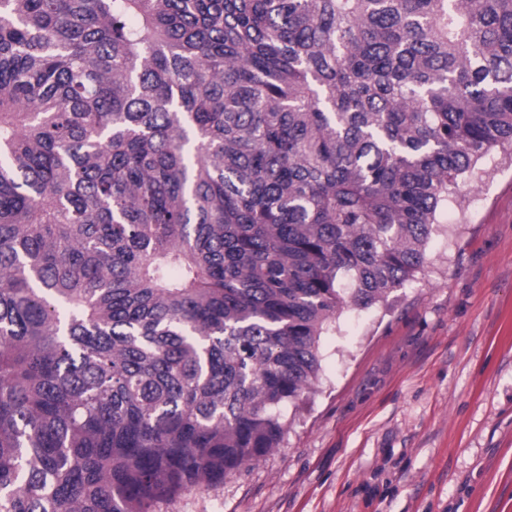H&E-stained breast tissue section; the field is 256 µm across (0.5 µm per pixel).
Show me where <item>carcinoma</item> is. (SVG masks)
Returning a JSON list of instances; mask_svg holds the SVG:
<instances>
[{
  "instance_id": "cac0c4a2",
  "label": "carcinoma",
  "mask_w": 512,
  "mask_h": 512,
  "mask_svg": "<svg viewBox=\"0 0 512 512\" xmlns=\"http://www.w3.org/2000/svg\"><path fill=\"white\" fill-rule=\"evenodd\" d=\"M496 150L512 0H0V512L279 447Z\"/></svg>"
}]
</instances>
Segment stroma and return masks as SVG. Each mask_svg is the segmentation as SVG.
Instances as JSON below:
<instances>
[{"instance_id": "stroma-1", "label": "stroma", "mask_w": 512, "mask_h": 512, "mask_svg": "<svg viewBox=\"0 0 512 512\" xmlns=\"http://www.w3.org/2000/svg\"><path fill=\"white\" fill-rule=\"evenodd\" d=\"M483 168L418 280L337 314L280 447L157 512H512V156Z\"/></svg>"}]
</instances>
